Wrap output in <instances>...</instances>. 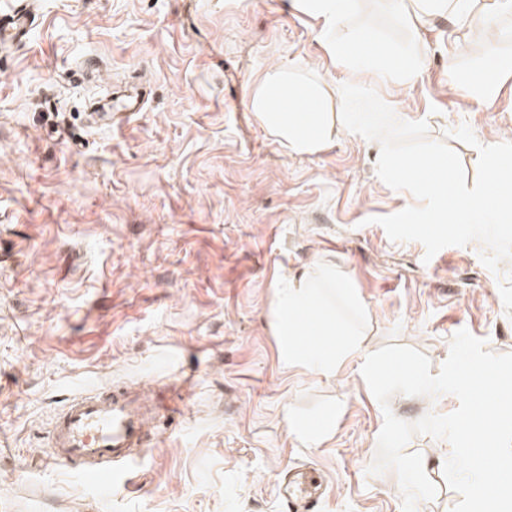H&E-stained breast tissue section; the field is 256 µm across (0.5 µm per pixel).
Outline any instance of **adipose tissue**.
<instances>
[{
  "mask_svg": "<svg viewBox=\"0 0 512 512\" xmlns=\"http://www.w3.org/2000/svg\"><path fill=\"white\" fill-rule=\"evenodd\" d=\"M322 86L304 83L282 66L271 67L251 98L257 119L289 155L310 154L336 134V115L325 111Z\"/></svg>",
  "mask_w": 512,
  "mask_h": 512,
  "instance_id": "ef3b65f1",
  "label": "adipose tissue"
}]
</instances>
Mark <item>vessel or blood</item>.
<instances>
[{
  "instance_id": "1",
  "label": "vessel or blood",
  "mask_w": 512,
  "mask_h": 512,
  "mask_svg": "<svg viewBox=\"0 0 512 512\" xmlns=\"http://www.w3.org/2000/svg\"><path fill=\"white\" fill-rule=\"evenodd\" d=\"M30 15L27 0L10 8L0 23V44L28 36ZM52 446L59 464H80L83 473L103 477L109 484L117 483L148 448L128 392L100 388L77 393L69 401L56 418ZM280 492L288 512H318L325 487L314 471L293 468L281 476Z\"/></svg>"
}]
</instances>
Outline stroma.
Masks as SVG:
<instances>
[{"mask_svg": "<svg viewBox=\"0 0 512 512\" xmlns=\"http://www.w3.org/2000/svg\"><path fill=\"white\" fill-rule=\"evenodd\" d=\"M473 9L455 31L416 25L410 0H354L331 27L303 0H36L29 38L0 48V512H284L290 466L322 476L320 512H402L396 473L368 471L384 410L354 365L285 366L276 284L336 267L365 305L367 351L413 348L435 375L461 329L512 353V260L493 272L477 241L429 259L390 240L377 217L421 201L378 177L379 142L344 129L288 156L249 101L274 64L373 88L474 184L480 146L512 134V71L491 108L445 76L512 61V5L490 42ZM376 47L416 81L385 74ZM129 84L142 111L91 119L90 101ZM464 124L477 146L453 137ZM113 387L143 398L150 439L109 489L53 464L49 431L68 392ZM457 407L396 394L389 409L413 422ZM405 450L437 487L417 512H452L448 441Z\"/></svg>", "mask_w": 512, "mask_h": 512, "instance_id": "1", "label": "stroma"}]
</instances>
